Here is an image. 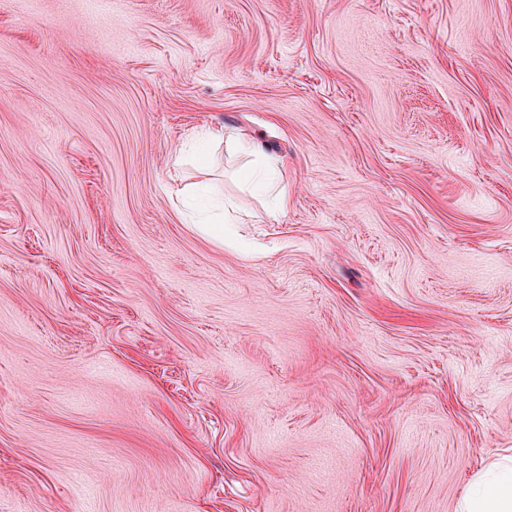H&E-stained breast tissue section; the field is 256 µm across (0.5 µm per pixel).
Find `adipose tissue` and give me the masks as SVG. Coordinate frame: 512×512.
Masks as SVG:
<instances>
[{
    "mask_svg": "<svg viewBox=\"0 0 512 512\" xmlns=\"http://www.w3.org/2000/svg\"><path fill=\"white\" fill-rule=\"evenodd\" d=\"M191 143L206 152L223 148L242 157L240 191L261 198L267 215L287 211L288 190L281 180L286 161L268 153L258 138L220 125L194 133ZM456 512H512V455L502 456L473 473Z\"/></svg>",
    "mask_w": 512,
    "mask_h": 512,
    "instance_id": "obj_1",
    "label": "adipose tissue"
}]
</instances>
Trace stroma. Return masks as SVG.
<instances>
[{"instance_id": "1", "label": "stroma", "mask_w": 512, "mask_h": 512, "mask_svg": "<svg viewBox=\"0 0 512 512\" xmlns=\"http://www.w3.org/2000/svg\"><path fill=\"white\" fill-rule=\"evenodd\" d=\"M288 160L285 214L237 158ZM512 448V0H0V512H455ZM203 144L196 162L204 160V153L225 147L245 161L238 172L239 189L262 198V207L268 216L284 213L288 209V190L282 184L281 173L286 160L267 152L261 141L253 135H241L224 126L198 131L191 136V147ZM216 203L213 206V212L206 218V222L196 224H203L202 229L206 232L215 229H221V224H253L254 222L251 214L246 213L240 206L235 197L224 196L223 200L220 199V194L214 190ZM254 217V216H253Z\"/></svg>"}]
</instances>
